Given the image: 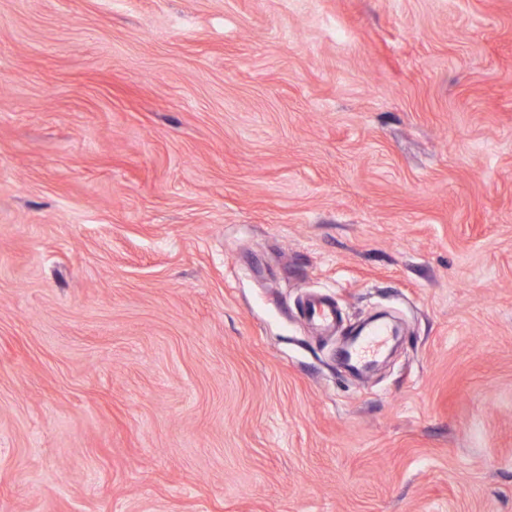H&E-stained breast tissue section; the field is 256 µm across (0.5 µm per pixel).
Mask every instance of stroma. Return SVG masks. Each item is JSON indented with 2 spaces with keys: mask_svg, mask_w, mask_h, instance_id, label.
<instances>
[{
  "mask_svg": "<svg viewBox=\"0 0 512 512\" xmlns=\"http://www.w3.org/2000/svg\"><path fill=\"white\" fill-rule=\"evenodd\" d=\"M0 512H512V0H0ZM304 315L312 323L323 327L335 326L337 322L334 303L321 298L307 300L304 305ZM390 328L383 323H371L367 331L361 337L353 353L360 360L365 359V354L374 352L377 348L387 345V336H390Z\"/></svg>",
  "mask_w": 512,
  "mask_h": 512,
  "instance_id": "1",
  "label": "stroma"
}]
</instances>
